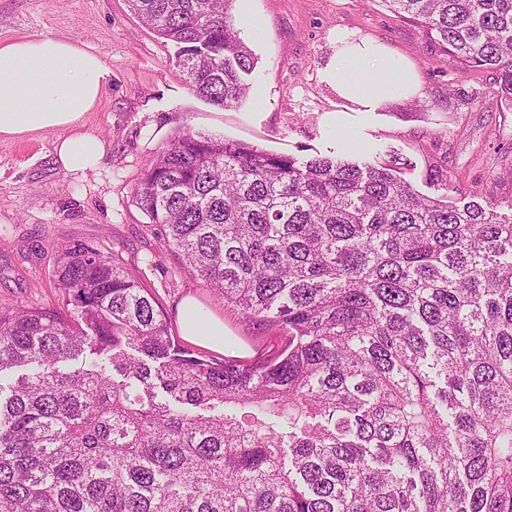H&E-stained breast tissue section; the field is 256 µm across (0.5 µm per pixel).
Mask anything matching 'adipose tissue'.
<instances>
[{
	"label": "adipose tissue",
	"instance_id": "ef3b65f1",
	"mask_svg": "<svg viewBox=\"0 0 512 512\" xmlns=\"http://www.w3.org/2000/svg\"><path fill=\"white\" fill-rule=\"evenodd\" d=\"M111 78L104 59L80 42L41 37L0 43V141L56 130L57 163L68 172L95 170L105 148L86 132L85 116ZM323 80L356 112L421 93L404 59L346 30L336 34V56Z\"/></svg>",
	"mask_w": 512,
	"mask_h": 512
}]
</instances>
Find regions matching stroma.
I'll list each match as a JSON object with an SVG mask.
<instances>
[{"instance_id":"1","label":"stroma","mask_w":512,"mask_h":512,"mask_svg":"<svg viewBox=\"0 0 512 512\" xmlns=\"http://www.w3.org/2000/svg\"><path fill=\"white\" fill-rule=\"evenodd\" d=\"M234 27L258 59L249 94L231 108L197 97L174 66L175 49L128 0H0V42L55 37L92 46L112 79L86 129L106 148L101 165L69 173L54 160L57 132L0 141V307H58L54 276L63 245L83 243L134 271L163 308L171 334L188 345L179 306L194 297L224 323L225 355L256 358L281 343L227 308L188 273L159 226L138 209L143 168L177 135L191 131L296 156H344L383 165L421 194L495 204L512 215V110L492 73L443 59L415 23L381 0H234ZM259 32H252L251 24ZM348 30L388 46L416 70L420 98L377 112H340L321 79Z\"/></svg>"}]
</instances>
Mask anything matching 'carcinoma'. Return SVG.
Segmentation results:
<instances>
[{"label": "carcinoma", "mask_w": 512, "mask_h": 512, "mask_svg": "<svg viewBox=\"0 0 512 512\" xmlns=\"http://www.w3.org/2000/svg\"><path fill=\"white\" fill-rule=\"evenodd\" d=\"M233 2L129 0L221 108L256 65ZM380 2L494 73L512 109V0ZM133 198L281 347L181 348L133 273L63 247L69 314L0 308L4 512H512V220L493 204L193 132Z\"/></svg>", "instance_id": "obj_1"}]
</instances>
